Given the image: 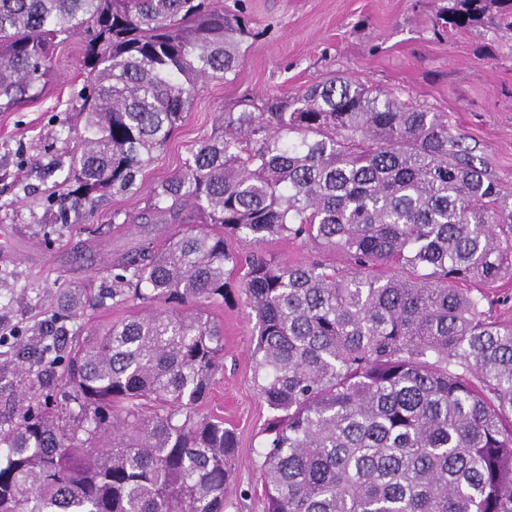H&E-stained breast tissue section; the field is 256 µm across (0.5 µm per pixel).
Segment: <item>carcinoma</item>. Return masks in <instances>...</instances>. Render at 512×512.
Masks as SVG:
<instances>
[{
  "label": "carcinoma",
  "instance_id": "1",
  "mask_svg": "<svg viewBox=\"0 0 512 512\" xmlns=\"http://www.w3.org/2000/svg\"><path fill=\"white\" fill-rule=\"evenodd\" d=\"M448 2L450 31L492 11L512 26V0ZM252 37L242 0H0V112L44 93L58 46L84 45L55 223L138 189ZM237 106L125 215L174 225L112 264L102 294L146 310L18 340L28 388L0 420V512H224L238 439L202 408L224 359L205 307L239 268L271 412L266 512H512V324L490 299L512 280V204L447 114L391 93L335 77ZM272 239L345 263L276 259Z\"/></svg>",
  "mask_w": 512,
  "mask_h": 512
}]
</instances>
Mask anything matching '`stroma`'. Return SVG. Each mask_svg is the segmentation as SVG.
Here are the masks:
<instances>
[{
    "label": "stroma",
    "instance_id": "stroma-1",
    "mask_svg": "<svg viewBox=\"0 0 512 512\" xmlns=\"http://www.w3.org/2000/svg\"><path fill=\"white\" fill-rule=\"evenodd\" d=\"M257 38L241 47L233 80L198 86L192 105L167 144L145 169L135 194L107 196L92 217L53 221L52 191L62 188L70 164L72 115L79 106L76 78L80 42L56 54V77L41 98L0 112V398L26 390L16 376L15 336H36L54 319L63 292L81 295L112 282V263L143 237L169 228L117 227L114 213H136L150 188L180 170L190 147L210 136L219 114L243 96L291 97L341 73L391 91L432 112H444L476 164L512 199V30L493 20L446 34L435 20L448 0H245ZM138 304L96 305L87 300L63 324L85 336L136 314ZM208 314L224 327V371L205 404L239 438L237 478L248 497H233L226 512H264L260 447L270 416L254 383L248 341L254 323L240 292L228 281L223 303Z\"/></svg>",
    "mask_w": 512,
    "mask_h": 512
}]
</instances>
